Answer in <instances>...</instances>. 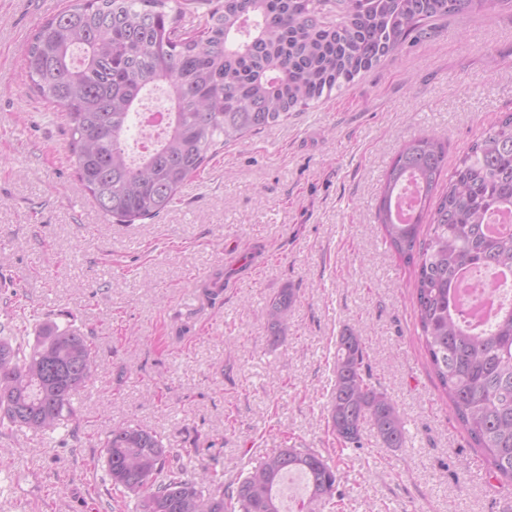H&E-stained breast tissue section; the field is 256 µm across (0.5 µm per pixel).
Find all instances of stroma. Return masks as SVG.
Segmentation results:
<instances>
[{
    "label": "stroma",
    "mask_w": 512,
    "mask_h": 512,
    "mask_svg": "<svg viewBox=\"0 0 512 512\" xmlns=\"http://www.w3.org/2000/svg\"><path fill=\"white\" fill-rule=\"evenodd\" d=\"M67 0H0V336L44 323L89 336L100 369L55 432L0 428V512H136L100 459L118 426L155 432L189 473L225 481L284 444L342 479L334 510L512 512L419 340L413 279L374 222L380 180L424 130L456 160L512 112V9L437 22L427 38L288 122L218 152L154 218L122 224L82 189L67 122L33 97L22 48ZM225 280L213 301L207 281ZM297 302L278 345L264 307ZM360 330L406 443L364 429L341 447L324 407L336 338Z\"/></svg>",
    "instance_id": "stroma-1"
}]
</instances>
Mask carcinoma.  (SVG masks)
<instances>
[{
	"instance_id": "carcinoma-1",
	"label": "carcinoma",
	"mask_w": 512,
	"mask_h": 512,
	"mask_svg": "<svg viewBox=\"0 0 512 512\" xmlns=\"http://www.w3.org/2000/svg\"><path fill=\"white\" fill-rule=\"evenodd\" d=\"M68 0L24 45L30 91L68 121L76 174L101 212L132 224L172 205L181 187L225 146L303 112L438 19L470 16L512 0ZM162 88L170 103L161 139L134 161L127 143L142 95ZM448 141L412 137L386 170L375 223L412 269L429 362L455 416L493 474L512 482V308L483 328L460 314L459 285L473 268L512 271V112L458 157ZM297 301L292 288L266 306L279 341ZM363 336L336 338L328 424L343 446L365 427L389 449L403 446L397 404L370 382ZM98 364L89 337L42 326L30 350L0 337V427L54 432L77 415L72 397ZM112 486L137 512H284L281 485L300 474L307 504L331 502L337 470L311 448H275L224 486L173 464L157 436L138 425L103 444Z\"/></svg>"
}]
</instances>
